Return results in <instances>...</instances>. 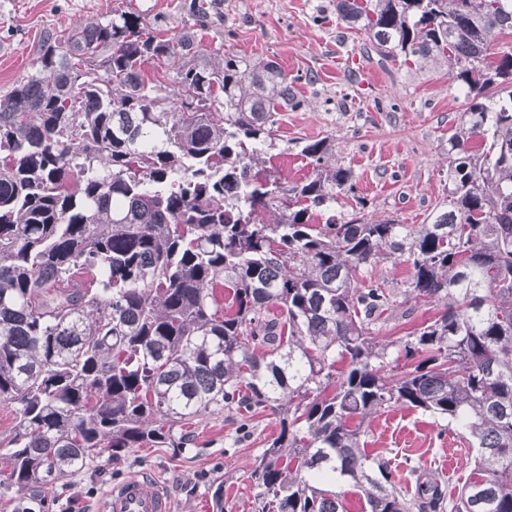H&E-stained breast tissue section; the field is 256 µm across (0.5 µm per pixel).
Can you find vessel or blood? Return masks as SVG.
Masks as SVG:
<instances>
[{
    "mask_svg": "<svg viewBox=\"0 0 512 512\" xmlns=\"http://www.w3.org/2000/svg\"><path fill=\"white\" fill-rule=\"evenodd\" d=\"M98 512H173V502L157 480L134 476L113 485Z\"/></svg>",
    "mask_w": 512,
    "mask_h": 512,
    "instance_id": "1",
    "label": "vessel or blood"
}]
</instances>
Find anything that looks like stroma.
<instances>
[{"mask_svg": "<svg viewBox=\"0 0 512 512\" xmlns=\"http://www.w3.org/2000/svg\"><path fill=\"white\" fill-rule=\"evenodd\" d=\"M185 0H0V95L26 76L44 31L64 30L135 9L174 34ZM205 41L210 51L234 50L276 61L304 104L285 112L279 134L288 151L272 163L289 182L312 168L297 142L329 136L353 174L357 196L376 217L426 224L448 201L442 143L461 122L464 96L446 72L383 59L359 31L336 17V0H214ZM194 437L185 450L138 448L107 459L73 484L57 486L55 512H69L81 493L84 512H96L112 485L146 475L173 497L175 512H212L207 484L224 482V512H257L246 479L254 459L277 436L274 416L256 415L250 431L235 416L196 418L184 426ZM365 448L388 456L395 474L405 461L434 475L455 496L474 467L455 425L430 414L397 408L372 419ZM459 476L449 479V466Z\"/></svg>", "mask_w": 512, "mask_h": 512, "instance_id": "1", "label": "stroma"}]
</instances>
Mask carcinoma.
Wrapping results in <instances>:
<instances>
[{"label": "carcinoma", "instance_id": "obj_1", "mask_svg": "<svg viewBox=\"0 0 512 512\" xmlns=\"http://www.w3.org/2000/svg\"><path fill=\"white\" fill-rule=\"evenodd\" d=\"M169 38L122 9L46 33L0 96V501L53 512V489L129 448H185L180 424L271 411L253 464L261 512H512V0H336L337 18L403 65L444 69L467 101L448 135V208L378 219L336 142L312 174L271 166L302 105L277 62L211 60L212 2ZM183 59L177 98L145 75ZM404 256L403 292L373 276ZM411 299L443 312L381 336ZM396 355H391L390 349ZM410 408L460 427L474 468L455 499L405 459L409 490L365 449V423ZM224 512V481L209 485Z\"/></svg>", "mask_w": 512, "mask_h": 512}]
</instances>
